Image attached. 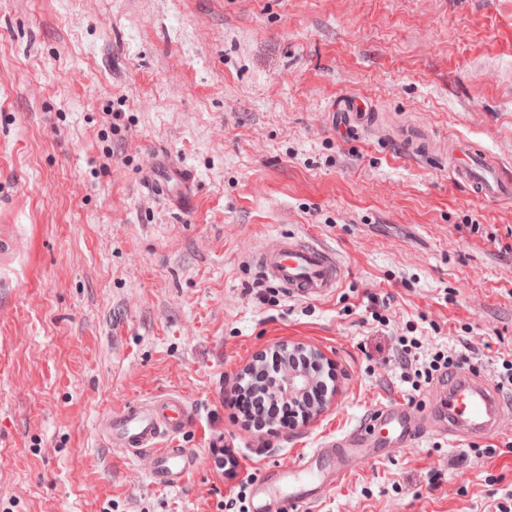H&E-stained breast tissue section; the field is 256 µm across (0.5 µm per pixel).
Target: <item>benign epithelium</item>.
I'll return each mask as SVG.
<instances>
[{"mask_svg": "<svg viewBox=\"0 0 512 512\" xmlns=\"http://www.w3.org/2000/svg\"><path fill=\"white\" fill-rule=\"evenodd\" d=\"M279 354L283 361L279 369L280 378L276 381L269 380L267 370L264 368V360L258 359L245 370V375L256 386H264L275 399L283 398L298 407L303 420L307 421L320 413L327 404V398L321 397L317 404L308 401V395L312 392L325 393L323 382L320 380V372H314L306 366H300L296 362V356L306 355L316 366H321L320 354L312 349L302 346L279 348Z\"/></svg>", "mask_w": 512, "mask_h": 512, "instance_id": "obj_1", "label": "benign epithelium"}]
</instances>
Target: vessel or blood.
I'll return each instance as SVG.
<instances>
[{"mask_svg":"<svg viewBox=\"0 0 512 512\" xmlns=\"http://www.w3.org/2000/svg\"><path fill=\"white\" fill-rule=\"evenodd\" d=\"M340 121L363 117L362 99L337 100ZM448 160L454 180L480 197L512 198V175L492 163L486 153L466 141L448 142ZM192 179L183 169L167 165L153 168L147 177L150 189L171 196ZM262 274L281 286L289 297L320 300L335 295L343 270L324 248L291 237L267 241L255 255ZM512 413L500 391L477 370H459L438 381L418 401H391L379 405L365 427L325 438L286 466L265 467L251 482L250 512H307L319 493L335 488L348 473L350 458L379 457L414 446L429 431L442 436L483 440L495 436L501 419ZM194 410L175 392L147 397L114 408L96 423L103 445L127 457L148 456L149 474L155 484L178 488L197 469L193 449L178 438L190 426Z\"/></svg>","mask_w":512,"mask_h":512,"instance_id":"1","label":"vessel or blood"}]
</instances>
